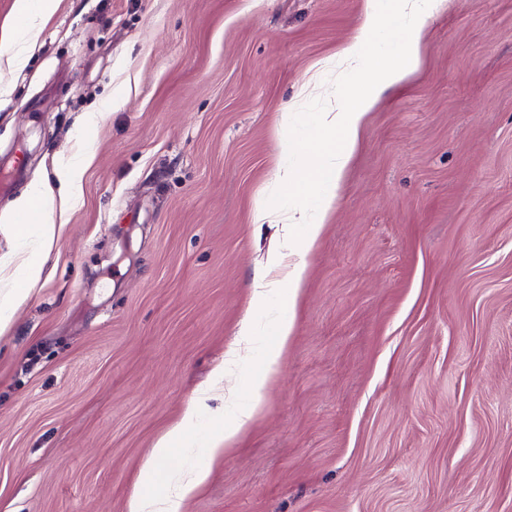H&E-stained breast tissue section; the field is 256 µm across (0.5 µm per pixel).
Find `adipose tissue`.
<instances>
[{"label": "adipose tissue", "mask_w": 512, "mask_h": 512, "mask_svg": "<svg viewBox=\"0 0 512 512\" xmlns=\"http://www.w3.org/2000/svg\"><path fill=\"white\" fill-rule=\"evenodd\" d=\"M444 3L445 0H391L383 6L377 0H365L358 29L337 51L351 75L350 81L328 95L322 111L308 124L302 137L289 141L286 151L293 155V164L276 166L275 179L293 197L292 209L284 215L276 207L265 206L258 208L253 216L254 223L284 227L282 251L274 256V263H281L288 254L294 261L284 274L281 290L284 313L276 323L277 346L266 355L264 374L252 377L248 383L252 403L240 412L233 427L216 430L206 439L207 464L196 468L188 477L175 478L163 471L161 464L175 447L191 444L196 418L204 405L200 398L191 401L145 460L129 498V512H180L183 502L206 483L210 460L222 456L255 417L263 392L276 373L294 331L306 272L304 258L313 250L336 202V190L361 143L366 116L381 96L397 86L416 65L426 21ZM57 6L58 0H15L17 22L0 31V101L6 100L12 91L10 81L3 77L4 70L23 65L26 49L35 40L36 22L50 19ZM392 26L401 35L398 60L377 72H369L362 63L374 51V39ZM91 161V156L86 155L62 164L57 184H40L18 201L19 215L29 214L38 205L43 219L34 248L23 253L0 254V274H8L10 278L9 289L0 294V335L7 331L16 310L39 283L53 242L65 229L64 224L55 221L52 202H59L65 211L79 201L83 175Z\"/></svg>", "instance_id": "adipose-tissue-1"}]
</instances>
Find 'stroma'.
<instances>
[{
	"label": "stroma",
	"mask_w": 512,
	"mask_h": 512,
	"mask_svg": "<svg viewBox=\"0 0 512 512\" xmlns=\"http://www.w3.org/2000/svg\"><path fill=\"white\" fill-rule=\"evenodd\" d=\"M362 7L60 0L42 25L0 103V254L15 199L94 159L0 335V512H128L216 374L198 436L249 406L279 308L252 284L282 235L253 211ZM307 264L258 414L181 512H512V0L428 19Z\"/></svg>",
	"instance_id": "stroma-1"
}]
</instances>
